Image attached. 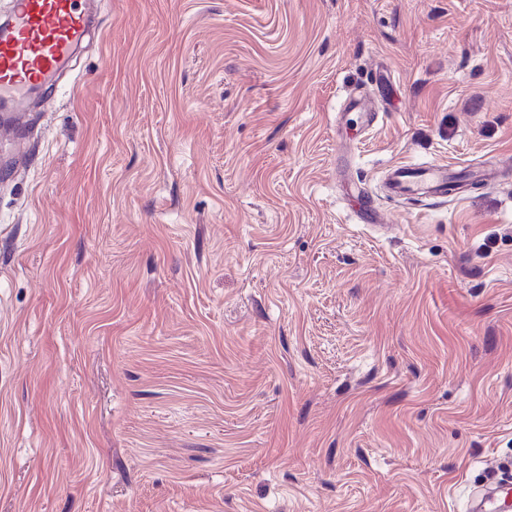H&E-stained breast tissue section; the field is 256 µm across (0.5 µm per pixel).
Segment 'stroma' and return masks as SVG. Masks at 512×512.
Returning <instances> with one entry per match:
<instances>
[{"instance_id": "35a3bbf8", "label": "stroma", "mask_w": 512, "mask_h": 512, "mask_svg": "<svg viewBox=\"0 0 512 512\" xmlns=\"http://www.w3.org/2000/svg\"><path fill=\"white\" fill-rule=\"evenodd\" d=\"M90 5L0 139V512H468L512 466V0ZM448 185V168L445 165H429L412 167L411 165L398 164L389 170L386 192L393 199H405L409 197L446 196Z\"/></svg>"}]
</instances>
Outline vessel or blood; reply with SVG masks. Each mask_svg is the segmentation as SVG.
<instances>
[{"label":"vessel or blood","mask_w":512,"mask_h":512,"mask_svg":"<svg viewBox=\"0 0 512 512\" xmlns=\"http://www.w3.org/2000/svg\"><path fill=\"white\" fill-rule=\"evenodd\" d=\"M79 0H14L0 23V116L11 119L16 105L36 87L54 82L86 32ZM443 165L392 166L386 192L394 199L445 196Z\"/></svg>","instance_id":"b4317fda"}]
</instances>
